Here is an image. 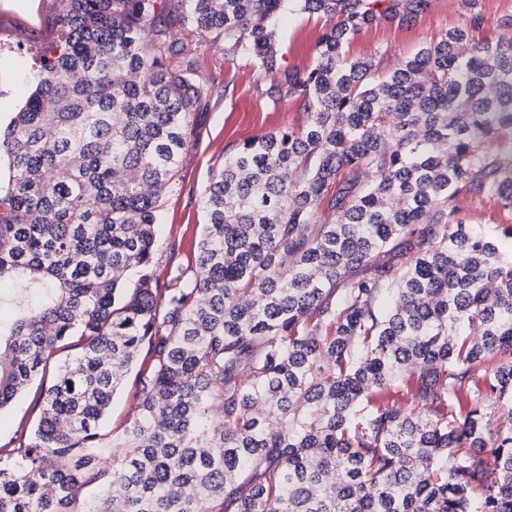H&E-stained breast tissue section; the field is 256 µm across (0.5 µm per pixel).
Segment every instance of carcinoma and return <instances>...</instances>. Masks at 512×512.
Here are the masks:
<instances>
[{"mask_svg":"<svg viewBox=\"0 0 512 512\" xmlns=\"http://www.w3.org/2000/svg\"><path fill=\"white\" fill-rule=\"evenodd\" d=\"M286 2L68 0L0 128V411L71 352L30 437L0 445V512H512V224L455 205L512 215V38L472 42L464 0L385 72L350 43L432 0H295L325 31L283 68ZM177 27L279 72L269 97L305 120L224 156L193 277L163 287L159 210L213 90ZM456 205L459 217L468 224H512V217L501 212L493 201H477L460 194ZM136 388L135 368L127 373L122 386L112 401L106 430H112L113 436H117L122 432L126 419L135 411L136 401H134L133 396Z\"/></svg>","mask_w":512,"mask_h":512,"instance_id":"1","label":"carcinoma"}]
</instances>
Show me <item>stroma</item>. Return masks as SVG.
I'll use <instances>...</instances> for the list:
<instances>
[{"label": "stroma", "mask_w": 512, "mask_h": 512, "mask_svg": "<svg viewBox=\"0 0 512 512\" xmlns=\"http://www.w3.org/2000/svg\"><path fill=\"white\" fill-rule=\"evenodd\" d=\"M66 0H0V125H6L36 86L41 60L54 55L63 38L62 17ZM461 0H433L416 23L397 27L382 21L358 36L351 56L381 53L382 68L389 71L437 37L460 17ZM278 59L288 67H305L315 57L323 32L322 21L292 12L279 24ZM188 47L198 48L205 76L214 78L212 98L197 103L192 112L194 136L185 151L176 187L161 208V244L175 243V252H162L156 275L167 279L171 269L187 266L201 236V198L210 173L225 153L245 140L302 124L301 108L292 102L272 103L267 89L277 83V72L260 74L245 61L224 59V47L195 33L175 29ZM37 387L29 385L7 410L0 412V445L28 436L35 425Z\"/></svg>", "instance_id": "obj_1"}]
</instances>
